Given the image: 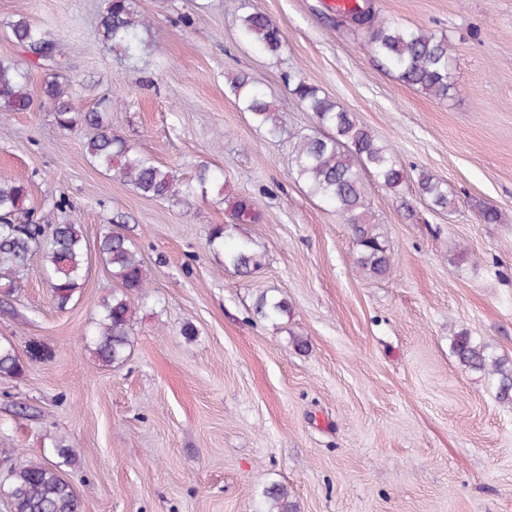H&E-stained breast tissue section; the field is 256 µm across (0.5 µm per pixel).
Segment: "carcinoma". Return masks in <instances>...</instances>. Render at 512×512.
<instances>
[{"label": "carcinoma", "instance_id": "1", "mask_svg": "<svg viewBox=\"0 0 512 512\" xmlns=\"http://www.w3.org/2000/svg\"><path fill=\"white\" fill-rule=\"evenodd\" d=\"M336 26H347L369 36L371 53L385 70L404 84L419 88L444 100L453 89L448 38L421 27L404 26L382 16L370 0H360L349 13H338ZM238 23L241 34L266 54L277 57L283 48L280 29L263 13L240 5ZM146 23L137 13L136 0H109L100 16L98 32L110 50L135 63L148 44L143 37ZM11 41L37 58V64L57 68L60 46L31 20L21 16L9 25ZM28 70L22 68L6 50L0 51V117L31 108ZM292 94L304 109L312 113L315 125L300 134L291 150V173L308 193L330 204L353 227L358 257L357 268L371 277L390 272L391 256L378 225L365 200L362 174L367 172L389 189H398L404 181V169L393 151L379 142L358 119L337 102L320 94L315 86L297 72L288 75ZM228 91L251 122L274 137L280 133L276 109L267 99L261 82L241 72L227 79ZM43 98L52 106L56 124L70 130L84 123L94 133L84 143L91 164L110 176L117 174L141 196L168 200L182 193L206 194L216 187L224 193V177L207 168L198 171L195 182L179 184L171 170L143 155L112 131L108 112L122 102L115 96L87 112L74 103L70 88L57 80H48ZM418 188L423 198L440 210L455 205L442 183L421 173ZM230 222L211 229L209 246L224 251V265L247 276L261 269L265 254L250 239L234 237L243 224H257L261 214L246 194L228 197ZM90 247L79 224H41L34 220L28 183L18 178H0V282L10 296L20 288L24 272L34 256H39L53 292V300L66 307L82 287L89 272ZM98 260L110 272L118 287L100 304L99 318L91 337L94 360L103 367L123 363L131 346L135 308L132 296L143 291L148 270L134 242L104 226L97 242ZM288 312V303L265 294L257 303V313L276 319ZM453 351L468 370L484 371L497 380L498 397L512 401V360L495 357L487 346L477 343L467 332L453 338ZM21 371L12 345H0V376ZM71 461V448L57 442L48 455L19 467H12L0 482V495L7 498L13 512H83L82 500L60 474L62 465ZM271 502L268 512H292L286 489L267 490Z\"/></svg>", "mask_w": 512, "mask_h": 512}]
</instances>
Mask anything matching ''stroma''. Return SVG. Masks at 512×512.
Listing matches in <instances>:
<instances>
[{
    "label": "stroma",
    "instance_id": "stroma-1",
    "mask_svg": "<svg viewBox=\"0 0 512 512\" xmlns=\"http://www.w3.org/2000/svg\"><path fill=\"white\" fill-rule=\"evenodd\" d=\"M241 1L136 0L151 31L132 64L96 36L107 0H0V49L27 68L33 96L0 119V177L27 180L39 216L82 225L89 245L117 225L152 276L134 299L127 359L103 368L86 345L111 275L93 262L61 310L31 260L21 288L0 297V343L22 365L0 377V448L20 465L64 441L73 460L61 471L84 512H267L275 484L296 512H512V403L451 348L465 331L512 359V0H374L447 36L445 101L379 67L364 36L332 23L329 0H245L282 30L276 57L242 37ZM21 16L62 42L58 71L10 44ZM241 71L262 81L281 137L229 94ZM294 71L407 171L395 190L364 178L392 255L386 276L357 270L349 224L289 171L314 122L288 89ZM54 73L84 111L121 94L113 131L180 182L205 165L227 192L252 196L261 221L243 232L264 266L242 278L209 248L211 227L229 221L216 192L147 199L92 166L89 128H58L42 97ZM423 171L454 210L419 194ZM481 203L503 223L481 222ZM265 291L287 315H257Z\"/></svg>",
    "mask_w": 512,
    "mask_h": 512
}]
</instances>
